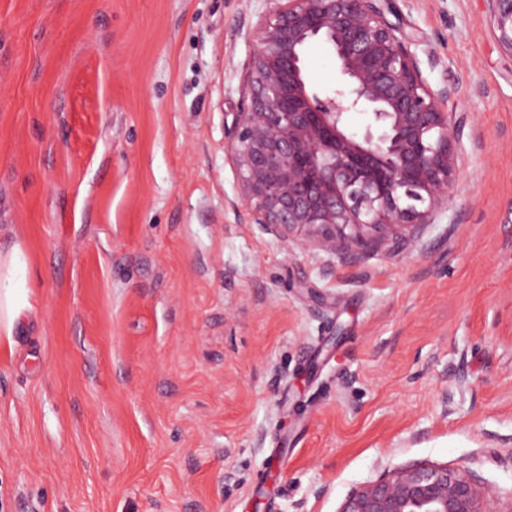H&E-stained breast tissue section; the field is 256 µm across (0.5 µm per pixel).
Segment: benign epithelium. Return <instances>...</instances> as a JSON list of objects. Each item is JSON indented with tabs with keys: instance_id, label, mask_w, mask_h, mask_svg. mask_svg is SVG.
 <instances>
[{
	"instance_id": "obj_1",
	"label": "benign epithelium",
	"mask_w": 512,
	"mask_h": 512,
	"mask_svg": "<svg viewBox=\"0 0 512 512\" xmlns=\"http://www.w3.org/2000/svg\"><path fill=\"white\" fill-rule=\"evenodd\" d=\"M258 24L242 98L224 125L250 223L283 244L336 252L406 240L447 206L459 171L456 89H432L388 0H277ZM494 35L512 53V0H489ZM328 44L343 78L320 94L304 50ZM368 115L363 132L344 115ZM476 471L429 461L385 470L338 512H512Z\"/></svg>"
}]
</instances>
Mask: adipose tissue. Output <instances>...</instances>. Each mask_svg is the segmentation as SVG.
Masks as SVG:
<instances>
[{"label":"adipose tissue","instance_id":"ef3b65f1","mask_svg":"<svg viewBox=\"0 0 512 512\" xmlns=\"http://www.w3.org/2000/svg\"><path fill=\"white\" fill-rule=\"evenodd\" d=\"M26 256L21 247L0 254V343L14 342V332L26 310L32 309L31 296L25 289Z\"/></svg>","mask_w":512,"mask_h":512}]
</instances>
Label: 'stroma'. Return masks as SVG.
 <instances>
[{
  "label": "stroma",
  "instance_id": "35a3bbf8",
  "mask_svg": "<svg viewBox=\"0 0 512 512\" xmlns=\"http://www.w3.org/2000/svg\"><path fill=\"white\" fill-rule=\"evenodd\" d=\"M457 90L434 223L347 256L237 217L224 121L273 0H0V512H337L428 460L512 497V54L488 0H390ZM320 92L330 47L305 52ZM27 261L23 249L16 245L6 255L0 254V343L12 348L14 332L26 310H33L25 283Z\"/></svg>",
  "mask_w": 512,
  "mask_h": 512
}]
</instances>
